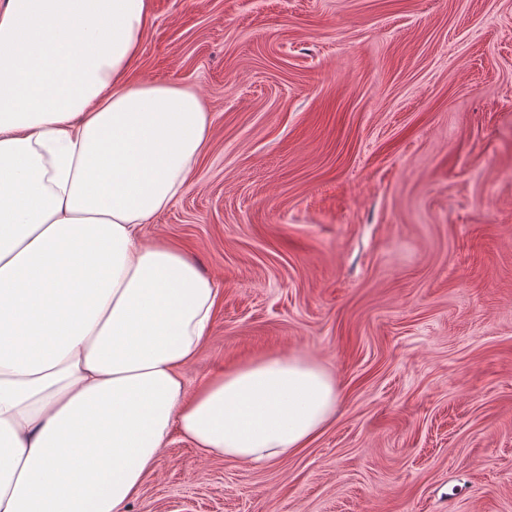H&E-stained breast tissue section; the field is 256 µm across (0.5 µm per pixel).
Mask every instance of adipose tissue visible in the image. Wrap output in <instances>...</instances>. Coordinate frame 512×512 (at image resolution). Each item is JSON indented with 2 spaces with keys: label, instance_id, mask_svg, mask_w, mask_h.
Here are the masks:
<instances>
[{
  "label": "adipose tissue",
  "instance_id": "1",
  "mask_svg": "<svg viewBox=\"0 0 512 512\" xmlns=\"http://www.w3.org/2000/svg\"><path fill=\"white\" fill-rule=\"evenodd\" d=\"M147 0H0V512H125L172 434L249 466L332 418L321 364L269 354L189 388L217 284L141 235L210 115L128 81Z\"/></svg>",
  "mask_w": 512,
  "mask_h": 512
}]
</instances>
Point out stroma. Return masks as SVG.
I'll return each instance as SVG.
<instances>
[{"mask_svg":"<svg viewBox=\"0 0 512 512\" xmlns=\"http://www.w3.org/2000/svg\"><path fill=\"white\" fill-rule=\"evenodd\" d=\"M129 79L211 114L142 234L223 297L185 376L295 352L333 419L261 467L172 435L128 512H512V0H149Z\"/></svg>","mask_w":512,"mask_h":512,"instance_id":"obj_1","label":"stroma"}]
</instances>
